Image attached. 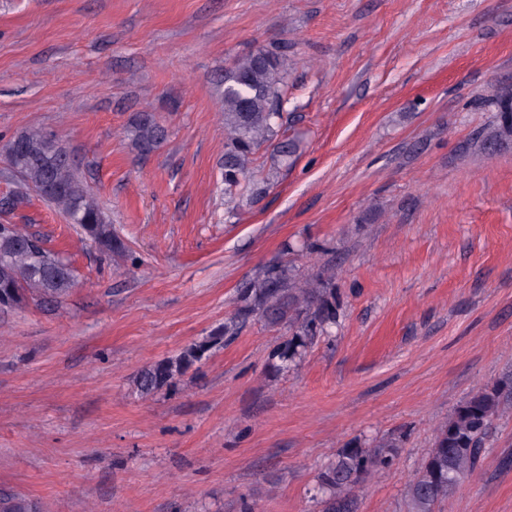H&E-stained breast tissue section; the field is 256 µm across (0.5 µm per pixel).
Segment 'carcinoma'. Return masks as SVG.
Here are the masks:
<instances>
[{
	"instance_id": "cac0c4a2",
	"label": "carcinoma",
	"mask_w": 512,
	"mask_h": 512,
	"mask_svg": "<svg viewBox=\"0 0 512 512\" xmlns=\"http://www.w3.org/2000/svg\"><path fill=\"white\" fill-rule=\"evenodd\" d=\"M287 100L288 46H259L224 68V202L253 200L269 189L270 178L262 176L258 164L262 153L271 151L284 165L294 156L295 143L279 137L288 124ZM493 101L499 119L482 139L490 148L512 142V89L497 91ZM130 134L137 152L147 155L163 143L167 131L153 113L141 112L133 120ZM0 152L19 181L10 198L11 209L33 194L61 209L100 253H128L124 240L90 195L73 157L52 135L24 132L10 139ZM324 276L322 271L303 277L286 263L269 266L261 277L241 286L240 306L224 326L177 357L143 369L137 379L140 392L150 395L175 385L193 363L222 345L224 336L253 316L271 328L283 324L293 328L292 338L272 352L277 360L274 368H288L308 337L336 323L335 301L322 288ZM74 281L70 261L44 238L16 224H0L1 315L30 302L52 307L69 294ZM510 402L512 371L453 410L409 484L407 512H436L438 504L457 491L462 479L477 467L493 419ZM396 453L397 443L390 439H382L372 448L350 444L340 449L320 476L323 512H356L352 488L372 470L390 465ZM35 509L37 505L20 494H0V512Z\"/></svg>"
}]
</instances>
